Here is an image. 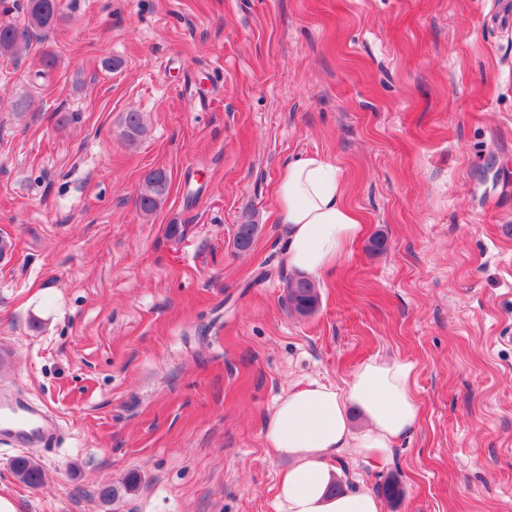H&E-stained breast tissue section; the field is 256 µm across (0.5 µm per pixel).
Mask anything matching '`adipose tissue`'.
I'll use <instances>...</instances> for the list:
<instances>
[{
	"instance_id": "adipose-tissue-1",
	"label": "adipose tissue",
	"mask_w": 512,
	"mask_h": 512,
	"mask_svg": "<svg viewBox=\"0 0 512 512\" xmlns=\"http://www.w3.org/2000/svg\"><path fill=\"white\" fill-rule=\"evenodd\" d=\"M277 202L287 265L299 276L333 268L362 234L357 212L343 200L338 169L320 158L288 161ZM413 371L401 359H373L359 365L344 388L315 381L279 398L265 432L273 453L291 461L279 480L277 512H383L371 492H334L336 468L329 458L345 448L384 454L414 430L419 406ZM355 410L365 419L358 430Z\"/></svg>"
}]
</instances>
